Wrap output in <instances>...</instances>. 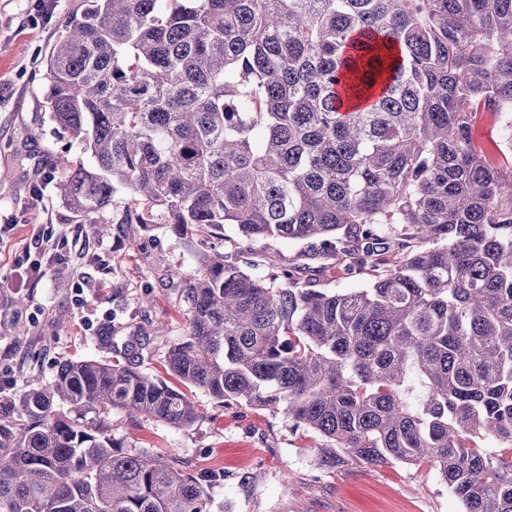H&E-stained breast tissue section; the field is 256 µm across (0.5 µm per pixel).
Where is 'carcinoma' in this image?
Instances as JSON below:
<instances>
[{"label":"carcinoma","instance_id":"cac0c4a2","mask_svg":"<svg viewBox=\"0 0 512 512\" xmlns=\"http://www.w3.org/2000/svg\"><path fill=\"white\" fill-rule=\"evenodd\" d=\"M46 62L90 157L69 209L122 193L120 223L202 250L179 385L133 351L60 363L0 414V512H209L211 478L112 436L192 426L191 389L283 410L328 469L429 463L462 512H512V161L470 135L512 112V0H86ZM272 241L307 247L256 278ZM315 258L369 281L320 288ZM471 138L474 144L490 158H502L501 122L496 112H482L471 128Z\"/></svg>","mask_w":512,"mask_h":512}]
</instances>
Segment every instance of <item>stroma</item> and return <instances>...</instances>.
I'll return each mask as SVG.
<instances>
[{
    "instance_id": "obj_1",
    "label": "stroma",
    "mask_w": 512,
    "mask_h": 512,
    "mask_svg": "<svg viewBox=\"0 0 512 512\" xmlns=\"http://www.w3.org/2000/svg\"><path fill=\"white\" fill-rule=\"evenodd\" d=\"M0 0V396L45 386L60 362L109 359L131 338L140 367L162 374L170 344L186 329L170 288L194 266V243L168 225L81 223L58 189L59 154L88 156L52 121L44 96L46 58L84 0ZM41 200H34V188ZM51 225L69 242L64 271L16 278L32 251V230ZM151 303L140 306L138 299ZM201 413L175 430L113 413L112 433L127 447L174 457L184 471H218L209 512H462L434 467L391 462L320 467L321 438L293 427L281 411L227 405L198 391Z\"/></svg>"
}]
</instances>
